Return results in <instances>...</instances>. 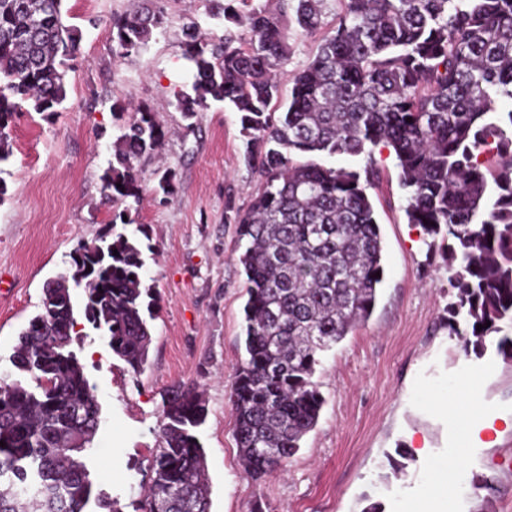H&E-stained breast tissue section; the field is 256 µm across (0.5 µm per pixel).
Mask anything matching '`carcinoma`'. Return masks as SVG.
Returning <instances> with one entry per match:
<instances>
[{
  "instance_id": "1",
  "label": "carcinoma",
  "mask_w": 512,
  "mask_h": 512,
  "mask_svg": "<svg viewBox=\"0 0 512 512\" xmlns=\"http://www.w3.org/2000/svg\"><path fill=\"white\" fill-rule=\"evenodd\" d=\"M62 2L0 0V164L12 155L16 113L53 115L67 98L82 32L63 23ZM146 2L112 15L115 53L140 51L164 27L158 0ZM210 2L211 15L227 23L224 38L186 28L182 51L194 74L177 107L186 120L212 102L235 112L244 161L261 178L234 220L248 299L245 358L230 396L240 459L259 481L317 426L321 356L375 306L383 251L368 195L379 178L375 147L394 153L408 223L446 242L457 289L450 331L466 349L496 336L498 352L512 350V109L499 110L512 101V0H341L336 26L295 75L280 113L271 108L273 71L291 53L288 10L295 33L313 34L329 0H291L279 16L254 0ZM234 26L247 28L249 41ZM110 111L123 125L103 189L114 203L137 204V163L164 133L150 109L130 114L114 100ZM321 155L367 163L360 173L327 166ZM144 264L136 239L112 226L79 243L69 272L46 282L41 311L12 356L20 377L0 378V512H85L93 498L119 512L94 493L85 452L101 410L71 345L81 316L133 373L144 370L155 305ZM205 414L197 385L168 392L135 512H210L197 435Z\"/></svg>"
}]
</instances>
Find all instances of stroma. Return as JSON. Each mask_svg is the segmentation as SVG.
<instances>
[{
  "instance_id": "35a3bbf8",
  "label": "stroma",
  "mask_w": 512,
  "mask_h": 512,
  "mask_svg": "<svg viewBox=\"0 0 512 512\" xmlns=\"http://www.w3.org/2000/svg\"><path fill=\"white\" fill-rule=\"evenodd\" d=\"M138 0H64L63 19L82 31L79 58L67 73L60 112L17 114L13 154L0 165L8 192L0 201V376L15 375L21 331L39 313L43 287L70 267L78 242L108 225L135 233L143 277L157 294L145 370L133 374L101 333L83 323L72 348L101 409L87 464L96 486L134 512L148 482L162 401L179 383H198L207 416L198 428L210 486V512H408L443 472L454 441L449 423L472 429L467 415L449 420L432 400L474 394L484 429L467 439L450 494L454 512H512V359L489 341L464 352L448 328L456 291L441 247H428L408 223L398 170L387 148L374 153L380 179L369 191L383 241V280L371 317L325 353L316 373L324 398L319 422L300 451L261 481L244 470L234 439L230 393L245 357V274L236 212L246 210L259 177L243 161L235 113L210 104L194 125L176 108L192 81L182 55L184 26L216 40L224 23L208 0H162L168 26L146 49L121 56L113 15ZM153 109L164 138L139 165L142 203L127 212L105 199L101 175L118 130L113 97ZM174 170L168 197L155 187ZM129 224H121L120 213Z\"/></svg>"
}]
</instances>
